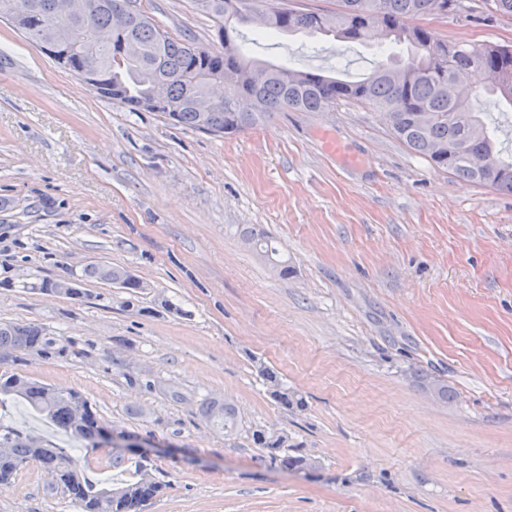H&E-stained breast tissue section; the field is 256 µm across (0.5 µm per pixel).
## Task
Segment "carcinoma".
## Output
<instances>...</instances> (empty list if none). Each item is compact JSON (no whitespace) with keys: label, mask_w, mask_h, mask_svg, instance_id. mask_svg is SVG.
I'll use <instances>...</instances> for the list:
<instances>
[{"label":"carcinoma","mask_w":512,"mask_h":512,"mask_svg":"<svg viewBox=\"0 0 512 512\" xmlns=\"http://www.w3.org/2000/svg\"><path fill=\"white\" fill-rule=\"evenodd\" d=\"M69 0H0V18L7 20L28 41H69L95 33L112 32V14L130 10L125 31L101 44L91 41L86 53L72 60L71 71L78 75L88 64L97 66L94 89L106 99L117 100L133 111L144 109L156 87H165L166 104L153 111L173 125L200 129V98L212 95V84L224 69L235 67L243 73L239 84L224 89L214 102L209 122L220 135H233L252 128L265 116L288 109L316 112L339 101H352L389 112L390 127L396 137L414 153L436 168L447 171L468 185H489L512 193V154L503 156L488 126L481 120L487 107L512 106V45L462 42L448 54V42L425 26L406 27L403 21L432 15L472 10L464 0H337L329 13L303 12L290 0H193V5L218 26L221 43L232 47L222 51L200 46L172 35L137 7V0H96L97 7L75 17L69 29L39 24ZM493 16L512 19V0H483ZM270 16V34H332L355 42L377 26L381 37L405 44L411 54L406 62L393 58L377 60L372 72L357 81H347L317 73L302 72L284 65L248 57L237 44L238 26L251 21V14ZM134 42L139 55L125 56L124 47ZM481 71L489 84L470 97L448 95V80L456 73ZM492 165L484 168L482 161ZM89 275L121 288H139L140 281L121 267L100 266ZM51 339L37 326L0 325V350L24 351L46 347ZM18 378L0 382V395H14L38 414L75 437L89 442L103 436L105 427L97 413L88 412L83 426H72L69 400L84 397L69 391L55 398L48 386L34 381L19 390ZM204 418L216 429L232 432L238 424L237 410L228 401L207 399L202 404ZM0 447L11 449L0 455V486L11 484L28 465L38 464L52 484L62 489L81 512H143L163 491L151 474L152 465L143 458L127 469L128 479L110 485L93 482L62 448H43L15 430L0 429Z\"/></svg>","instance_id":"obj_1"}]
</instances>
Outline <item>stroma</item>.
Segmentation results:
<instances>
[{
    "label": "stroma",
    "instance_id": "1",
    "mask_svg": "<svg viewBox=\"0 0 512 512\" xmlns=\"http://www.w3.org/2000/svg\"><path fill=\"white\" fill-rule=\"evenodd\" d=\"M138 3L220 48L191 0ZM424 24L512 44V19L481 0ZM241 33L247 54L352 81L381 51L374 31ZM1 53L0 323L53 343L0 360V376L79 392L145 446L164 486L145 512H512V194L433 168L349 101L219 137L98 97L3 19ZM254 227L282 269L244 243ZM102 264L141 289L87 276ZM60 279L78 294L42 290ZM216 397L241 417L232 435L202 416ZM0 427L69 449L91 478L126 476L112 448L19 399L0 400ZM259 431L313 468L270 463ZM0 512L81 510L32 464Z\"/></svg>",
    "mask_w": 512,
    "mask_h": 512
}]
</instances>
